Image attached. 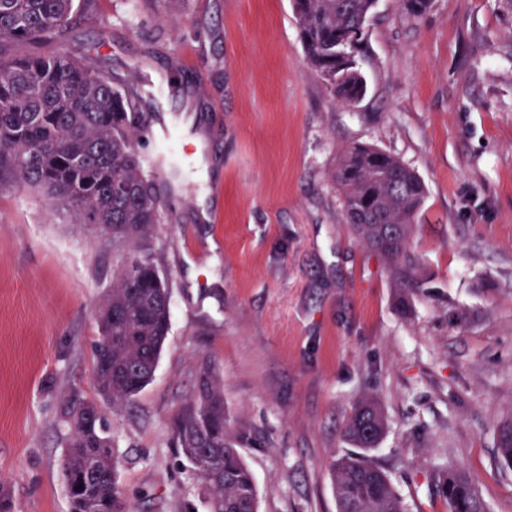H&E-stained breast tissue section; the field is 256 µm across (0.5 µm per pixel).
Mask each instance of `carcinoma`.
I'll list each match as a JSON object with an SVG mask.
<instances>
[{"instance_id":"cac0c4a2","label":"carcinoma","mask_w":512,"mask_h":512,"mask_svg":"<svg viewBox=\"0 0 512 512\" xmlns=\"http://www.w3.org/2000/svg\"><path fill=\"white\" fill-rule=\"evenodd\" d=\"M310 65L341 103L366 91L353 52L364 41L376 0H293ZM75 0H0V189L43 192L87 232L112 225L128 249L98 314L92 343L95 397L61 405L67 427L60 468L70 512H130L119 486L120 462L101 402L132 401L153 379L171 322V294L142 249L165 210L158 171L138 150L152 110L150 86L133 73L66 48L45 54L70 25ZM20 45L29 47L23 55ZM333 181L346 223L412 287L409 240L426 187L399 159L355 145L340 157ZM376 402L358 403L345 434L358 452L328 461L337 512H404L389 476L368 455L385 433ZM174 439L194 467L207 512H259L256 479L239 439L224 427V385L215 366L200 367L190 403L177 415ZM498 457L512 467V421L499 431ZM448 512H488L468 473L442 474Z\"/></svg>"}]
</instances>
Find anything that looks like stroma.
<instances>
[{"label": "stroma", "instance_id": "35a3bbf8", "mask_svg": "<svg viewBox=\"0 0 512 512\" xmlns=\"http://www.w3.org/2000/svg\"><path fill=\"white\" fill-rule=\"evenodd\" d=\"M59 44L160 79L157 113L195 150L147 243L171 291L152 382L105 405L134 512H204L173 422L204 363L224 384L259 512H336L326 462L371 396L372 453L405 512H448L439 476L465 469L512 512L497 460L512 421V0H377L355 58L364 96L334 101L310 67L292 0H83ZM200 90L172 97L169 80ZM423 180L397 306L389 263L346 224L332 174L353 145ZM119 253L29 188L0 190V479L18 512H69L64 396L93 394L91 345Z\"/></svg>", "mask_w": 512, "mask_h": 512}]
</instances>
